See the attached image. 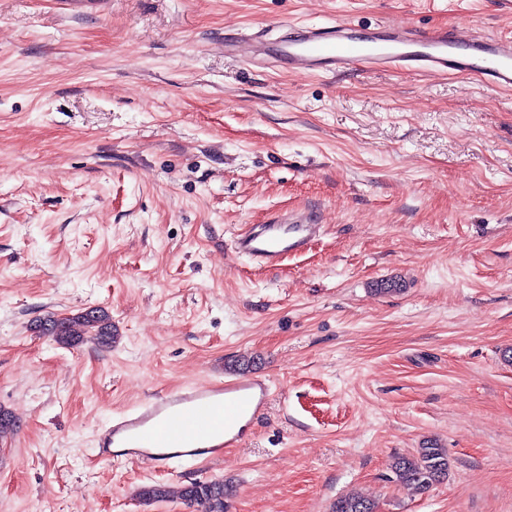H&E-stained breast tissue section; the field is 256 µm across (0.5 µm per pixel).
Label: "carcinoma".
Returning <instances> with one entry per match:
<instances>
[{
    "mask_svg": "<svg viewBox=\"0 0 512 512\" xmlns=\"http://www.w3.org/2000/svg\"><path fill=\"white\" fill-rule=\"evenodd\" d=\"M34 329L67 346L79 345L89 339L110 345L115 337L112 320L97 307H88L63 318L45 315L35 320ZM449 468L448 450L436 444H425L416 449L414 454L398 457L391 464L394 481L417 494H424L445 480ZM226 493L227 489L222 480L196 481L184 486L180 496L187 503L200 507L201 512H224ZM167 496L168 491L161 485L144 486L139 491V498L146 503L160 501ZM332 512H376V506L361 497H340L333 503Z\"/></svg>",
    "mask_w": 512,
    "mask_h": 512,
    "instance_id": "obj_1",
    "label": "carcinoma"
}]
</instances>
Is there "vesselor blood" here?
Here are the masks:
<instances>
[{"instance_id":"vessel-or-blood-1","label":"vessel or blood","mask_w":512,"mask_h":512,"mask_svg":"<svg viewBox=\"0 0 512 512\" xmlns=\"http://www.w3.org/2000/svg\"><path fill=\"white\" fill-rule=\"evenodd\" d=\"M227 55L287 66L289 72L336 74L349 70L417 71L475 75L512 92V38L437 27L421 30L379 23L357 35L350 20L309 25L275 39L264 32L226 41ZM319 231L308 216L273 218L233 239L235 251L275 267L307 248ZM272 397L266 378L245 375L162 390L136 409L106 422L96 446L102 459L163 465L174 458L210 462L241 444Z\"/></svg>"}]
</instances>
